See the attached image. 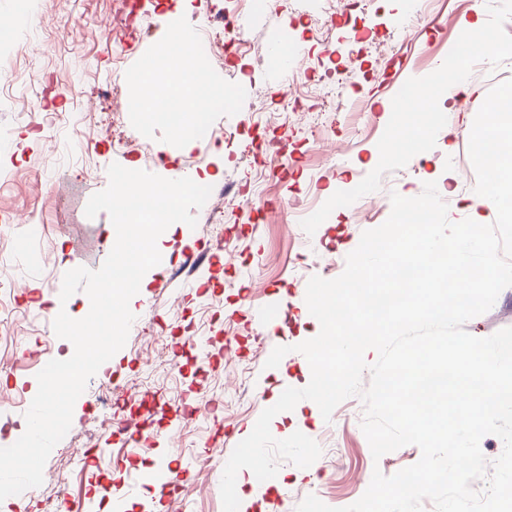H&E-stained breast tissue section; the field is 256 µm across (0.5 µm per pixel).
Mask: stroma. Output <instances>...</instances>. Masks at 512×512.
<instances>
[{
	"label": "stroma",
	"mask_w": 512,
	"mask_h": 512,
	"mask_svg": "<svg viewBox=\"0 0 512 512\" xmlns=\"http://www.w3.org/2000/svg\"><path fill=\"white\" fill-rule=\"evenodd\" d=\"M129 5L0 0V23L20 28L0 48V76L16 79L0 90V211L19 218L0 224V264L17 280L16 287H0V427L7 429L1 446L24 433L36 376L67 345L53 330L54 317L62 310L75 319L89 312L84 292L64 303L59 292L66 271L99 268L115 243L107 213L85 215L89 198L109 183V166L167 179L191 176L212 193L195 212L196 228L176 224L159 237L162 262L144 275L130 302L138 326L77 399L71 427L45 464L47 478L35 492L0 501V512H42L48 498L64 500L69 512H144L140 465L161 455L185 479L182 491L160 488L165 512H232L236 496L224 482V466L233 449L285 388L308 383L309 364L294 350L320 330L305 302L308 279L342 274L362 232L388 218L394 192L415 197L433 181L450 221L467 219L471 206L484 223L496 218L475 192L468 145L488 91L512 78V55L489 70L471 59L469 107L460 112L453 99L438 98L452 121L433 130L424 153L390 164L378 153L397 118L386 104L400 100L406 80L436 75L437 61L453 52L463 28L478 22L512 42V0H376L364 24L384 46H367L357 60L345 29L333 28L325 42L317 35L325 0H268L261 10L250 0H148L122 49L104 25ZM228 9L241 28L239 52L208 54L203 64L210 81L231 93L230 101L211 105L208 123L216 132H234V139L188 140L159 125L153 113L135 110L140 67L168 46L170 20L213 33L223 29ZM283 40L295 52L293 66L304 73L314 106L289 120L272 63ZM334 67L343 70V82L329 91L317 76ZM74 81L83 97L61 95ZM258 134L287 141L282 174L251 166L247 146ZM116 135L124 147H113ZM333 190L344 199L337 215L327 209ZM251 198L265 202L263 220H254ZM219 232L221 252L210 244ZM506 327H512V287L465 325L477 337ZM279 345L292 346V353L283 367H266ZM202 398L218 402L222 429L204 416L183 418L179 404ZM133 409L145 428L136 439L116 432L122 414ZM363 415L357 396L328 419L306 400L277 414L275 438L299 431L322 453L305 473L281 462L280 487L257 486L244 512H296L311 494L345 507L365 493L374 471L389 476L420 459L414 445L373 458Z\"/></svg>",
	"instance_id": "obj_1"
}]
</instances>
